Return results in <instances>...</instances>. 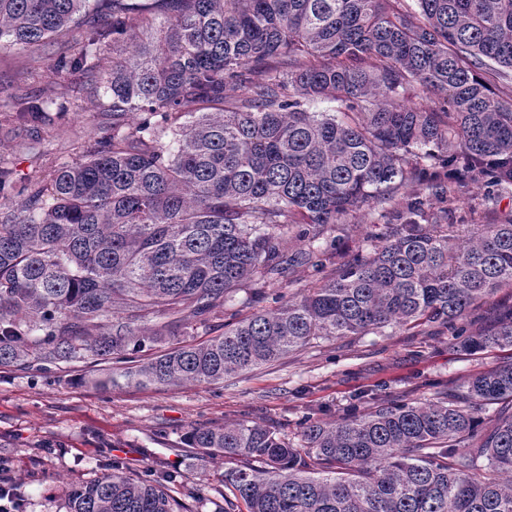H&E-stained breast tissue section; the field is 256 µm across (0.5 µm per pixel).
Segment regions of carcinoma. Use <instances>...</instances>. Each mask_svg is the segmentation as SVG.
Here are the masks:
<instances>
[{
	"instance_id": "carcinoma-1",
	"label": "carcinoma",
	"mask_w": 512,
	"mask_h": 512,
	"mask_svg": "<svg viewBox=\"0 0 512 512\" xmlns=\"http://www.w3.org/2000/svg\"><path fill=\"white\" fill-rule=\"evenodd\" d=\"M415 2L0 0V49L57 45L51 71L80 77L112 113L81 160L43 177L22 182L0 162V367L127 363L242 286L262 294L289 239L313 243L412 184L399 228L320 286L93 385L220 384L313 340L387 327L512 348V306L467 335L475 304L512 285V221L464 235L444 210L416 221L423 192L442 199L488 171L512 184V101L481 76L512 70V0ZM230 85L242 95L226 109ZM419 88L444 106L414 102ZM317 100L338 110L304 108ZM54 104L68 111L20 94L14 118L39 126ZM186 440L240 462L224 469L220 512H512V358L434 401L309 417L296 443L248 420ZM111 467L70 485L65 512H192L173 474Z\"/></svg>"
}]
</instances>
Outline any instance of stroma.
<instances>
[{"mask_svg": "<svg viewBox=\"0 0 512 512\" xmlns=\"http://www.w3.org/2000/svg\"><path fill=\"white\" fill-rule=\"evenodd\" d=\"M44 53L33 59L0 51V159L26 178L41 176L58 162L77 161L84 142L112 124L110 114L86 97L78 81L56 83L46 62L53 47ZM46 89L70 101L71 110L53 114L45 127L12 120L18 91ZM443 209L452 224L512 218V184L473 182L426 207L431 214ZM398 221L396 206L363 207L328 232L335 245L322 266L290 267L262 296L238 291L223 312L197 326V337L219 335L225 326L271 307L275 292L297 297L316 287L352 255L371 251L378 235ZM509 358L507 349L470 355L452 336H416L397 327L382 336L321 340L217 385L103 391L85 383L90 368L82 361L44 371L0 368V459L7 462L22 499L21 512H64L62 489L106 472L115 457L137 472L175 473V497H201L205 504L199 512H218L224 504V460L189 447L185 437L191 427L247 419L291 437L304 418L337 420L352 407L366 410L403 396L430 399L461 389L471 375Z\"/></svg>", "mask_w": 512, "mask_h": 512, "instance_id": "1", "label": "stroma"}]
</instances>
